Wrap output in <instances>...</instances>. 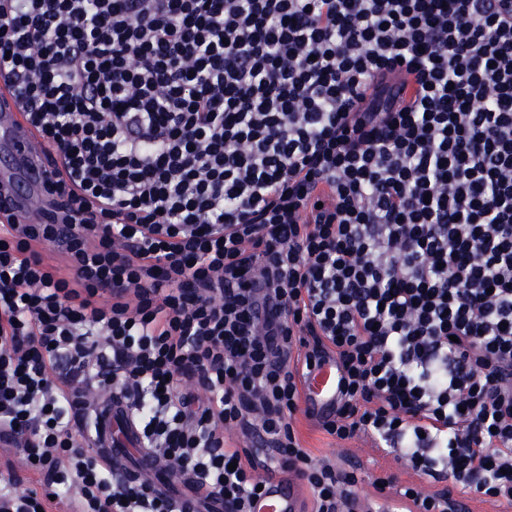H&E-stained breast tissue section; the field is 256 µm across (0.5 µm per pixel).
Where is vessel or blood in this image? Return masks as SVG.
Instances as JSON below:
<instances>
[{"label": "vessel or blood", "mask_w": 512, "mask_h": 512, "mask_svg": "<svg viewBox=\"0 0 512 512\" xmlns=\"http://www.w3.org/2000/svg\"><path fill=\"white\" fill-rule=\"evenodd\" d=\"M46 154L45 143L22 111L14 104L12 88L0 83V182L14 185L11 209L19 217L31 219L41 215L46 199L41 189ZM343 371L334 357L304 371L301 376L303 405L311 414L328 416L336 407L342 387ZM111 400L102 403L103 431L100 446L111 461L125 463L130 453L124 442L112 434V417L118 413ZM297 482L291 479L267 481L254 499L253 512H302Z\"/></svg>", "instance_id": "b4317fda"}]
</instances>
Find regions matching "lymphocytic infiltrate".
I'll return each instance as SVG.
<instances>
[{"instance_id":"obj_1","label":"lymphocytic infiltrate","mask_w":512,"mask_h":512,"mask_svg":"<svg viewBox=\"0 0 512 512\" xmlns=\"http://www.w3.org/2000/svg\"><path fill=\"white\" fill-rule=\"evenodd\" d=\"M0 80L51 197L0 185V512H371L295 427L328 351L400 512L512 506V0H0ZM119 413V406L112 404V399H105L102 403L103 431L101 434L100 446L104 454L112 461L125 464L126 457L130 454L131 448H126L125 443L118 441L112 434V416ZM297 482L291 478L268 480L254 499L253 512H304Z\"/></svg>"}]
</instances>
